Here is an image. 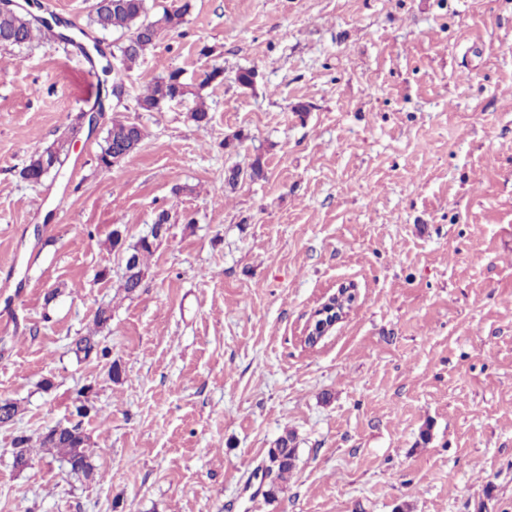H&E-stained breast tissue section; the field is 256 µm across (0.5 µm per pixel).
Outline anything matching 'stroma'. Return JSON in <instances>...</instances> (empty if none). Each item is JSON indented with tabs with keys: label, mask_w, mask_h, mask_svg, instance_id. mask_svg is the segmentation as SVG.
I'll return each instance as SVG.
<instances>
[{
	"label": "stroma",
	"mask_w": 512,
	"mask_h": 512,
	"mask_svg": "<svg viewBox=\"0 0 512 512\" xmlns=\"http://www.w3.org/2000/svg\"><path fill=\"white\" fill-rule=\"evenodd\" d=\"M38 2L120 40L95 0ZM103 65L50 35L0 51V398L21 407L0 512H512V0H194L60 175L23 179ZM175 69L186 96L136 111ZM116 115L148 135L106 169ZM257 158L262 179L226 183ZM163 213L125 295L108 235L136 243ZM342 287L350 308L306 345ZM104 304L109 358L76 359ZM85 386L94 478L45 453L14 470V437ZM288 431L281 483L267 452Z\"/></svg>",
	"instance_id": "obj_1"
}]
</instances>
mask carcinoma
<instances>
[{
    "mask_svg": "<svg viewBox=\"0 0 512 512\" xmlns=\"http://www.w3.org/2000/svg\"><path fill=\"white\" fill-rule=\"evenodd\" d=\"M148 0H96L91 25L101 32L120 31L124 40L114 46V52L120 57L124 70L128 71L157 44L162 33L176 31L186 22V16L193 8L192 0H178L171 8L163 9L162 14L149 17ZM47 27L45 20L36 18L30 12H0V50L20 48L42 36ZM187 94V86L181 80V72L173 70L168 75L149 82L138 96L137 110L155 112L171 101L180 100ZM145 137L144 128L127 117H114L108 126L100 151L98 164L112 166V161L120 156L127 158L133 154ZM69 137L60 138L50 146L36 152L21 171L23 179L38 183L54 170L63 168L70 150ZM251 178L263 176L260 160H255L249 171L242 169L229 171L226 181L235 185L241 175ZM155 250V240L140 238L131 248V255L137 257L138 268L133 274L124 276L123 292L130 296L137 292L143 280V268L148 264ZM112 321V307L97 308L93 326L72 343L76 357L85 359L95 356L108 358L110 351L104 346L99 333ZM31 439L26 435H17L13 440L12 465L18 471L27 469L34 460ZM39 448L45 453L67 463L74 475L89 477L93 474L92 443L86 429L79 423L63 428L54 426L39 436ZM296 446L294 436H280L272 448L268 449V469L276 472L277 479L285 481L295 466Z\"/></svg>",
    "mask_w": 512,
    "mask_h": 512,
    "instance_id": "cac0c4a2",
    "label": "carcinoma"
}]
</instances>
